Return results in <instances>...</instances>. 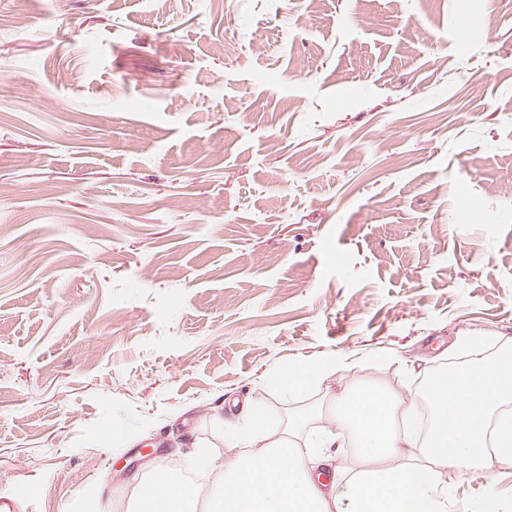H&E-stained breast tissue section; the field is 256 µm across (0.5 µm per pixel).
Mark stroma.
Returning a JSON list of instances; mask_svg holds the SVG:
<instances>
[{
	"label": "stroma",
	"mask_w": 512,
	"mask_h": 512,
	"mask_svg": "<svg viewBox=\"0 0 512 512\" xmlns=\"http://www.w3.org/2000/svg\"><path fill=\"white\" fill-rule=\"evenodd\" d=\"M0 0V512L221 459L258 402L416 401L512 338V0ZM351 357L293 400L290 363ZM223 412V424L212 415ZM152 440L158 455L139 458ZM512 512V461L447 471Z\"/></svg>",
	"instance_id": "1"
}]
</instances>
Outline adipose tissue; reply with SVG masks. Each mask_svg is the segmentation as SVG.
Returning <instances> with one entry per match:
<instances>
[{"mask_svg": "<svg viewBox=\"0 0 512 512\" xmlns=\"http://www.w3.org/2000/svg\"><path fill=\"white\" fill-rule=\"evenodd\" d=\"M468 345L469 359L438 374L429 390L434 414L425 441L417 439L410 404L389 388L330 395L336 427L312 437L310 412L292 416L273 434L260 410L244 405L239 415L246 436L226 438L235 455L184 458L187 468L215 473L205 499L159 471L133 486L134 512H447L442 473L512 459V352L489 358L476 340ZM349 368V361L333 357L297 362L272 384L297 399L309 385ZM346 433L361 463L353 471L334 466L329 453Z\"/></svg>", "mask_w": 512, "mask_h": 512, "instance_id": "obj_1", "label": "adipose tissue"}]
</instances>
